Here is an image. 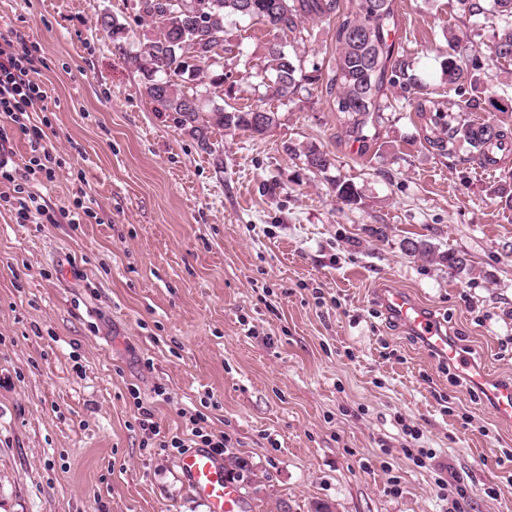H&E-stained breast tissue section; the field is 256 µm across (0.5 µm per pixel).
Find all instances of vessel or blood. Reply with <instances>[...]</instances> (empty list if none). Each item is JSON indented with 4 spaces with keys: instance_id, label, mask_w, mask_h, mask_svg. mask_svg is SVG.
<instances>
[{
    "instance_id": "1",
    "label": "vessel or blood",
    "mask_w": 512,
    "mask_h": 512,
    "mask_svg": "<svg viewBox=\"0 0 512 512\" xmlns=\"http://www.w3.org/2000/svg\"><path fill=\"white\" fill-rule=\"evenodd\" d=\"M382 300L388 313L409 335L447 361L455 372L471 382H479L473 359L449 340L443 323L416 298L402 289L386 288ZM491 400L495 415L512 423V382L496 384ZM179 467L206 512H245L241 487L231 479L222 457L206 448H192L181 456Z\"/></svg>"
}]
</instances>
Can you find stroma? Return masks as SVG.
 Returning <instances> with one entry per match:
<instances>
[{
    "instance_id": "35a3bbf8",
    "label": "stroma",
    "mask_w": 512,
    "mask_h": 512,
    "mask_svg": "<svg viewBox=\"0 0 512 512\" xmlns=\"http://www.w3.org/2000/svg\"><path fill=\"white\" fill-rule=\"evenodd\" d=\"M105 14L126 40L103 30ZM395 19L444 122L497 118L459 111L439 69L450 32L467 35L485 83L512 103V61L490 54V22L457 0H395ZM307 27L288 52L332 65L335 24ZM1 32L17 35L14 50L41 48L49 109L33 122L61 164L49 205L83 191L94 215L77 228L20 224L0 184V512H205L179 454L146 445L142 406L170 435L206 411L247 512H448L452 472L464 512H512V462L500 461L512 424L378 294L405 289L480 369L512 380V211L497 199L512 157L490 171L466 163L464 142L438 151L409 108L385 112L352 153L331 97L285 105L258 86L271 36L247 20L226 34L232 104L264 99L279 123L255 138L216 130L207 153L123 59L153 34L135 0H0ZM290 144L333 167L308 171ZM336 178L359 204L337 200ZM408 239L435 257L406 253ZM449 250L476 275L440 262ZM413 448L432 460L417 466ZM438 258L441 262L448 264V269L458 275L472 276L476 274L477 268L466 253L449 250L448 253H440Z\"/></svg>"
}]
</instances>
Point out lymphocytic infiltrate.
I'll return each instance as SVG.
<instances>
[{
    "label": "lymphocytic infiltrate",
    "instance_id": "1",
    "mask_svg": "<svg viewBox=\"0 0 512 512\" xmlns=\"http://www.w3.org/2000/svg\"><path fill=\"white\" fill-rule=\"evenodd\" d=\"M38 47L23 48L21 51L0 48V119L18 124L27 138L29 163L17 169L11 165L12 148L8 137L0 135V181L8 184L15 200L16 220L21 224H52L57 218L79 225L90 216L91 209L85 200H78L72 209L55 214L46 199L40 194V187L53 183L56 161L47 146L46 133L37 126L27 125L25 118L32 112L47 111V91L39 78ZM140 425L143 430L158 438L159 448H172L177 452L203 447L215 454H223L228 440L224 434L208 431V417L203 412L190 415L183 434L162 435L153 412L141 408Z\"/></svg>",
    "mask_w": 512,
    "mask_h": 512
}]
</instances>
